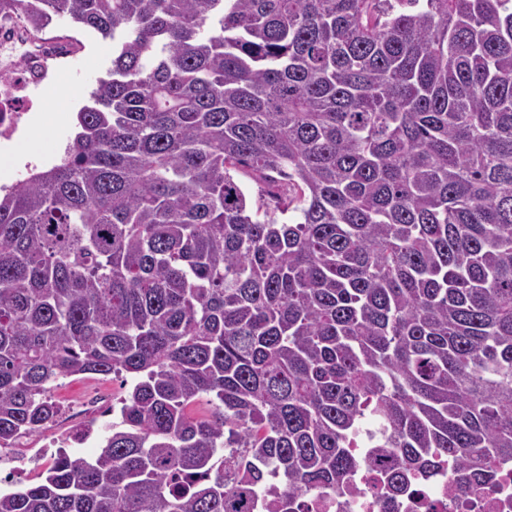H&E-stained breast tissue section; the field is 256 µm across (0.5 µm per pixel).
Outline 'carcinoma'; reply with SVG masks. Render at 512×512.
Listing matches in <instances>:
<instances>
[{"instance_id": "cac0c4a2", "label": "carcinoma", "mask_w": 512, "mask_h": 512, "mask_svg": "<svg viewBox=\"0 0 512 512\" xmlns=\"http://www.w3.org/2000/svg\"><path fill=\"white\" fill-rule=\"evenodd\" d=\"M2 11L109 37L112 65L0 188V447L67 379L128 389L95 457L0 512H302L368 464L393 496L512 462V0Z\"/></svg>"}]
</instances>
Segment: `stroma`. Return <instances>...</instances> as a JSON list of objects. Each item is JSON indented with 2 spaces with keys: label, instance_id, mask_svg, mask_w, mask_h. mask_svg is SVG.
Segmentation results:
<instances>
[{
  "label": "stroma",
  "instance_id": "35a3bbf8",
  "mask_svg": "<svg viewBox=\"0 0 512 512\" xmlns=\"http://www.w3.org/2000/svg\"><path fill=\"white\" fill-rule=\"evenodd\" d=\"M43 36L58 45L63 44L65 37L69 36L77 39L81 48L70 52L64 60L68 72L66 84L46 86L36 93L34 112L29 116L22 142L28 147L25 161H32L37 166L41 165V156L50 141L65 143L77 111L86 102L97 79L110 68L112 61L111 40L76 27L69 19L54 20ZM25 161L0 160V186L24 179L27 175ZM121 393L119 381L101 375H86L64 381L54 389L52 396L62 410L68 412L86 402L116 398ZM51 441V434L44 431L26 439L14 471V488L37 482L39 474L49 464L48 459L40 457L39 451L50 447Z\"/></svg>",
  "mask_w": 512,
  "mask_h": 512
}]
</instances>
